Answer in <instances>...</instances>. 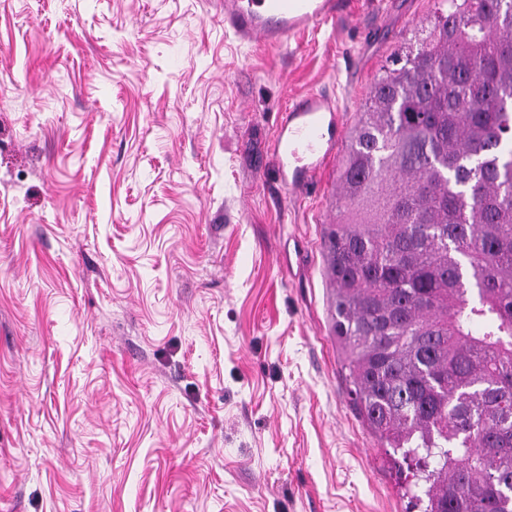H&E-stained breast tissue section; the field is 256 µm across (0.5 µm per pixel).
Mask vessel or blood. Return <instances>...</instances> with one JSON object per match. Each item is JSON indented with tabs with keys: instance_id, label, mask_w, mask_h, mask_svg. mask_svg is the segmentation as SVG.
Instances as JSON below:
<instances>
[{
	"instance_id": "obj_1",
	"label": "vessel or blood",
	"mask_w": 512,
	"mask_h": 512,
	"mask_svg": "<svg viewBox=\"0 0 512 512\" xmlns=\"http://www.w3.org/2000/svg\"><path fill=\"white\" fill-rule=\"evenodd\" d=\"M339 0H224V29L240 42L278 47L334 18ZM346 131L342 108L322 90L296 97L278 120L269 154L290 194L306 193L334 160Z\"/></svg>"
}]
</instances>
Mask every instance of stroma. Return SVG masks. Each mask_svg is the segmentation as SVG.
I'll list each match as a JSON object with an SVG mask.
<instances>
[{"label":"stroma","instance_id":"stroma-1","mask_svg":"<svg viewBox=\"0 0 512 512\" xmlns=\"http://www.w3.org/2000/svg\"><path fill=\"white\" fill-rule=\"evenodd\" d=\"M437 0H344L280 47L222 0H0V512H408L349 395L291 96L354 125ZM343 109L323 90L296 97L278 120L269 154L290 194H304L334 160L346 131Z\"/></svg>","mask_w":512,"mask_h":512}]
</instances>
